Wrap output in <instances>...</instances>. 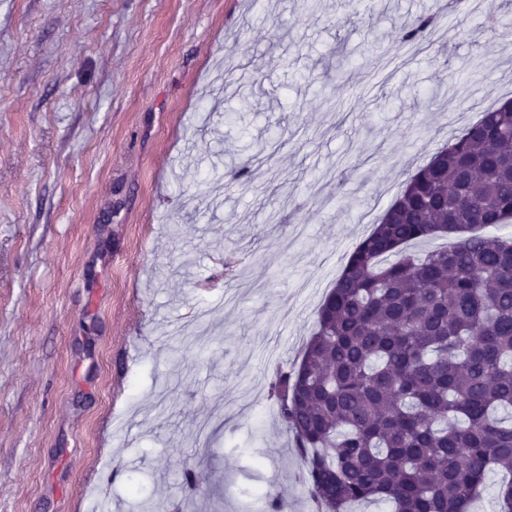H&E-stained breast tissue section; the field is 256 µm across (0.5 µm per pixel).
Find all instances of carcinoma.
Segmentation results:
<instances>
[{"instance_id":"carcinoma-1","label":"carcinoma","mask_w":512,"mask_h":512,"mask_svg":"<svg viewBox=\"0 0 512 512\" xmlns=\"http://www.w3.org/2000/svg\"><path fill=\"white\" fill-rule=\"evenodd\" d=\"M425 13L402 28L419 43ZM512 101L492 107L411 174L321 304L299 363L270 388L313 512L389 501L469 512L491 472L512 512ZM445 234L451 247L412 242Z\"/></svg>"}]
</instances>
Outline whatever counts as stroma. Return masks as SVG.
I'll return each mask as SVG.
<instances>
[{"mask_svg":"<svg viewBox=\"0 0 512 512\" xmlns=\"http://www.w3.org/2000/svg\"><path fill=\"white\" fill-rule=\"evenodd\" d=\"M506 98L512 0H0V512H310L273 371ZM439 16L436 13H425L417 17L411 24L401 30V43H419L425 40L438 26Z\"/></svg>","mask_w":512,"mask_h":512,"instance_id":"35a3bbf8","label":"stroma"}]
</instances>
